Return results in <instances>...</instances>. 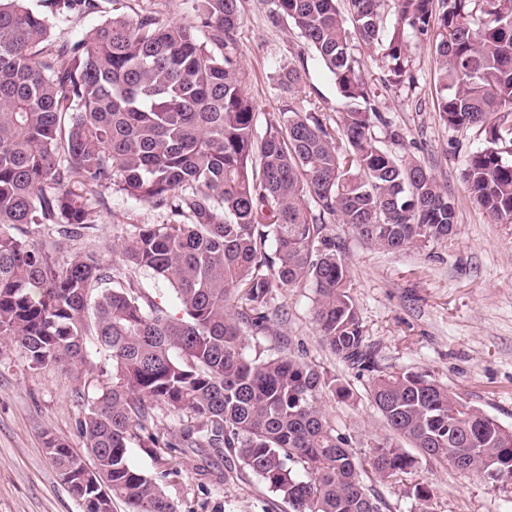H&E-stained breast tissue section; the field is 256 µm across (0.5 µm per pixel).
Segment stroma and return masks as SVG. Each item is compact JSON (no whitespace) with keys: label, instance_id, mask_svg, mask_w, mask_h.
<instances>
[{"label":"stroma","instance_id":"1","mask_svg":"<svg viewBox=\"0 0 512 512\" xmlns=\"http://www.w3.org/2000/svg\"><path fill=\"white\" fill-rule=\"evenodd\" d=\"M129 18L151 13L167 22L194 20L192 0H121ZM47 19L53 37L66 39L111 17L113 4L84 11L73 4L61 13L53 0H28ZM271 0H242L237 55L242 87L254 102L258 125L277 118L281 105L275 75L280 67L304 66L307 82L297 101L336 122L344 103L315 54L292 26L270 18ZM414 78L383 88L374 52L356 50L362 77L377 87L378 106L398 140L384 129L376 135L384 150L415 158L444 186L454 202L451 238L420 249L382 251L344 224L327 218L351 268L350 294L368 344L382 371L431 375L449 390L512 427V224L491 223L471 201L461 178L470 153L483 147L475 128L446 126L435 110V57L427 44H411ZM107 203L91 232L61 241L56 255L67 262L79 252L99 250L114 276L125 267L114 245L136 224H163L165 210L132 199L119 187L103 190ZM314 291L306 284L273 291L272 307L283 316L261 334H247V353L292 356L319 366L346 387L347 397L325 396L323 408L337 432L346 435L358 459L393 434L369 397L371 377L335 358L322 344L313 318ZM105 382L99 371L76 379L58 369L29 368L14 350L0 351V512H81L49 462L46 435L76 450L85 441L77 430L81 408L76 392H95ZM131 463L163 476L177 512H291L255 476L198 456L130 448ZM417 469L432 491L431 512H512V481L492 484L436 461L419 458Z\"/></svg>","mask_w":512,"mask_h":512}]
</instances>
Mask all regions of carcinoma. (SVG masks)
Returning <instances> with one entry per match:
<instances>
[{"mask_svg": "<svg viewBox=\"0 0 512 512\" xmlns=\"http://www.w3.org/2000/svg\"><path fill=\"white\" fill-rule=\"evenodd\" d=\"M316 53L346 104L331 126L297 107L303 67L278 72L279 118L257 125L235 48L241 0H195L194 22L114 14L67 41L26 0H0V348L31 368L81 374L87 346L108 383L77 394L86 454L48 436L50 462L82 512H176L161 479L129 461L130 445L217 457L257 476L292 512H383L366 485L403 484L425 512L416 458L376 445L366 462L336 432L322 395H346L313 366L249 356L245 329L278 312L274 288L307 281L324 346L372 374L370 396L419 455L492 482L512 479V428L428 374L385 373L349 292L350 268L325 216L383 250L419 248L454 232L455 206L432 173L377 144L390 129L354 56L380 55L385 82L411 83L410 43L434 51L436 111L485 144L461 172L473 202L512 224V0H273ZM120 187L169 212L135 224L115 279L84 251L61 265L20 232L78 238L97 224L90 201ZM319 207L314 214L309 202ZM273 250L267 251V242ZM167 282L173 315L134 276ZM176 422L168 439L158 412Z\"/></svg>", "mask_w": 512, "mask_h": 512, "instance_id": "cac0c4a2", "label": "carcinoma"}]
</instances>
